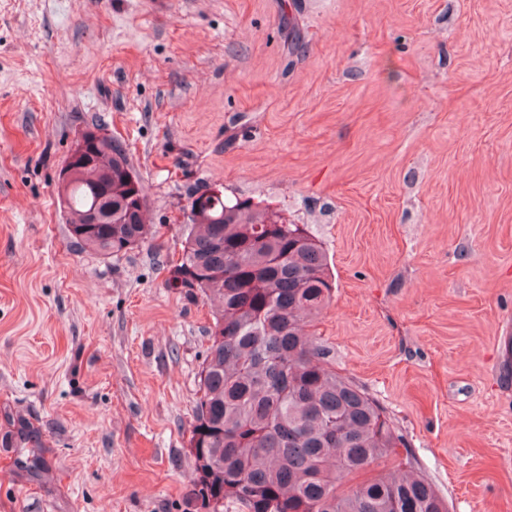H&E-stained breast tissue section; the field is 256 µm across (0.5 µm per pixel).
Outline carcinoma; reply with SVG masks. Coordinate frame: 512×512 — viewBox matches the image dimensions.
Here are the masks:
<instances>
[{
    "label": "carcinoma",
    "mask_w": 512,
    "mask_h": 512,
    "mask_svg": "<svg viewBox=\"0 0 512 512\" xmlns=\"http://www.w3.org/2000/svg\"><path fill=\"white\" fill-rule=\"evenodd\" d=\"M70 234L102 256L147 238L140 177L103 133L59 189ZM112 206V223L88 228ZM166 286L216 304L188 451L210 512H448L403 437L307 330L329 303L322 247L304 224L220 192L190 197ZM389 470L378 469L385 461Z\"/></svg>",
    "instance_id": "carcinoma-1"
}]
</instances>
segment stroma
Wrapping results in <instances>:
<instances>
[{
	"mask_svg": "<svg viewBox=\"0 0 512 512\" xmlns=\"http://www.w3.org/2000/svg\"><path fill=\"white\" fill-rule=\"evenodd\" d=\"M96 124L152 226L108 258L58 200ZM204 190L307 225L332 366L449 512H512V0H0V512H200Z\"/></svg>",
	"mask_w": 512,
	"mask_h": 512,
	"instance_id": "35a3bbf8",
	"label": "stroma"
}]
</instances>
